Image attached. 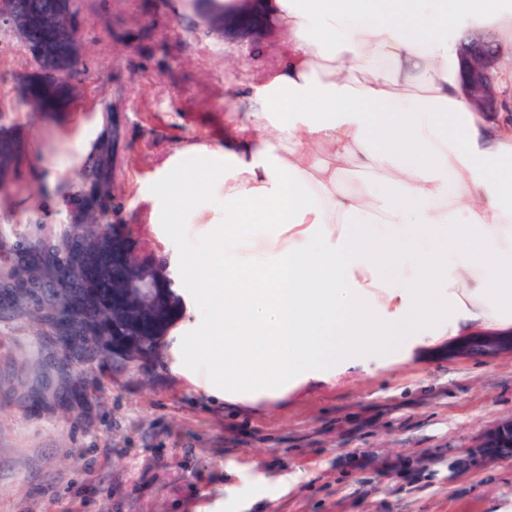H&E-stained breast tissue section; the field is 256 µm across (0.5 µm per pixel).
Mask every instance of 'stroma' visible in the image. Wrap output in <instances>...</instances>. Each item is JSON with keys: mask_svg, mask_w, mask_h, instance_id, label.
Segmentation results:
<instances>
[{"mask_svg": "<svg viewBox=\"0 0 512 512\" xmlns=\"http://www.w3.org/2000/svg\"><path fill=\"white\" fill-rule=\"evenodd\" d=\"M83 72L54 116L21 104L30 63L0 31V105L25 148L0 193V273L29 244L81 220L84 165L114 140L112 223L174 275V253L206 238L153 221L150 186L186 141L223 139L224 98L253 68L287 59L286 32L202 23L196 0H78ZM84 151L73 156L72 145ZM32 307L0 311V512H222L236 488L271 487L250 512H512V460L452 472L491 424L512 419V355L415 349L373 361L335 387L256 410L214 401L174 374L165 350L128 364H58ZM291 475L287 491L273 487Z\"/></svg>", "mask_w": 512, "mask_h": 512, "instance_id": "obj_1", "label": "stroma"}]
</instances>
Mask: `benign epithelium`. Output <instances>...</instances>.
Masks as SVG:
<instances>
[{"label": "benign epithelium", "instance_id": "7a95c632", "mask_svg": "<svg viewBox=\"0 0 512 512\" xmlns=\"http://www.w3.org/2000/svg\"><path fill=\"white\" fill-rule=\"evenodd\" d=\"M48 16L57 18L51 28L53 37L33 41L29 46L32 69L25 86L39 85L44 93L54 95L71 86L78 68L75 57L64 59L56 44L64 43L73 49L79 47L76 24V0H0V29H6L19 38L26 39L45 29ZM464 62L462 86L466 95L482 112L498 114L506 110V92L499 90V79L504 48L492 35L477 32L463 40L460 46ZM512 352V337H477L457 345L455 352L461 357L472 354L493 356ZM512 420L496 422L489 426L468 451L469 462L481 463L501 459L505 455L500 448L512 449Z\"/></svg>", "mask_w": 512, "mask_h": 512}]
</instances>
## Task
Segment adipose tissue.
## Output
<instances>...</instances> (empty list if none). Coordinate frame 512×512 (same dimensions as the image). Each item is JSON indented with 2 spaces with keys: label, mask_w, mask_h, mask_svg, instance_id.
I'll return each instance as SVG.
<instances>
[{
  "label": "adipose tissue",
  "mask_w": 512,
  "mask_h": 512,
  "mask_svg": "<svg viewBox=\"0 0 512 512\" xmlns=\"http://www.w3.org/2000/svg\"><path fill=\"white\" fill-rule=\"evenodd\" d=\"M292 53L240 96L247 121L158 180L187 257L198 332L183 374L229 404L335 385L474 330L512 332V125L460 89L479 19L512 40V0H271ZM356 175L359 190L343 187Z\"/></svg>",
  "instance_id": "ef3b65f1"
}]
</instances>
